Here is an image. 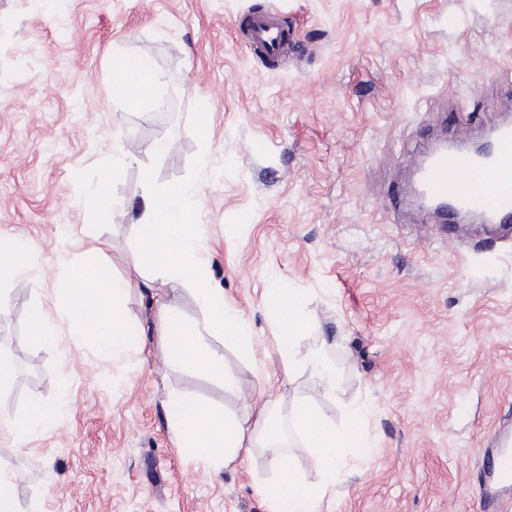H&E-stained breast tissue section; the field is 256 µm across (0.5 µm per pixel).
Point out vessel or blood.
Here are the masks:
<instances>
[{
  "instance_id": "1",
  "label": "vessel or blood",
  "mask_w": 512,
  "mask_h": 512,
  "mask_svg": "<svg viewBox=\"0 0 512 512\" xmlns=\"http://www.w3.org/2000/svg\"><path fill=\"white\" fill-rule=\"evenodd\" d=\"M247 46L266 57L277 58L290 49L287 32L277 17L251 14L240 23ZM492 155L479 157L461 147L449 146L428 164L415 170L416 197L448 201L445 224L462 221L477 209L489 217L490 223L503 227L512 225V122L499 124ZM494 446L484 456L482 481L489 488L512 487V434L493 435Z\"/></svg>"
}]
</instances>
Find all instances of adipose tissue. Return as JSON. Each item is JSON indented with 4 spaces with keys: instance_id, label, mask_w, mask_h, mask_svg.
<instances>
[{
    "instance_id": "ef3b65f1",
    "label": "adipose tissue",
    "mask_w": 512,
    "mask_h": 512,
    "mask_svg": "<svg viewBox=\"0 0 512 512\" xmlns=\"http://www.w3.org/2000/svg\"><path fill=\"white\" fill-rule=\"evenodd\" d=\"M112 83L113 99L136 106L151 97L161 82L149 53L120 60ZM135 228L142 247L141 261L124 279H115L110 267L93 262L76 266L57 295L64 305L66 320L76 335L119 358L128 350L129 323L120 308L127 288L140 283L156 289L160 305V334L163 356L196 372L221 378L225 389H234L232 377L224 371V355L212 347V339L245 351H253L254 341L235 307L224 299L222 289L210 282L204 255L207 251L203 228L197 222L198 208L189 188L181 184L158 185L147 182L136 206ZM162 264L166 276H148V269ZM193 285L204 309L202 324L184 322L178 307L168 296L186 285ZM266 303L279 321L281 332L276 348L283 373L293 376L303 369L315 372L327 393L336 390V374L320 353L301 354L297 343L316 327L313 314L297 298H285L278 285L266 291ZM170 407L180 412L176 437L194 448L206 465L230 464L250 454L256 446L274 447L270 466L276 475L262 491L273 512H322V505L335 490L352 448L368 447L362 428L363 409H353L345 426L321 416L315 407L302 404L292 412V427L300 438L317 472L316 482H307L298 472L295 452L283 447L282 426L269 405L258 407L253 417L216 413L200 401H186L172 395Z\"/></svg>"
}]
</instances>
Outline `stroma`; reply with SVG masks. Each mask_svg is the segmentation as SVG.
I'll return each mask as SVG.
<instances>
[{
    "mask_svg": "<svg viewBox=\"0 0 512 512\" xmlns=\"http://www.w3.org/2000/svg\"><path fill=\"white\" fill-rule=\"evenodd\" d=\"M276 13L302 48L268 65L237 21ZM150 51L159 100L111 95L113 61ZM512 118V0H0V239L30 247V271L0 278V337L17 375L0 394V468L20 512H269L271 449L207 468L179 447L168 393L247 415L269 398L344 423L363 407L333 512H485L477 450L512 420V232L444 236L397 187L439 139L470 143ZM167 153H146L152 141ZM141 146L123 177L113 159ZM154 183L197 191L212 281L256 341L224 347L239 390L162 360L159 306L131 288L135 334L108 358L56 304L90 257L125 277L140 259L133 211ZM104 188L106 208L82 199ZM317 327L335 395L311 371L286 379L271 283ZM59 336L25 339L31 307ZM52 427L17 442L30 397Z\"/></svg>",
    "mask_w": 512,
    "mask_h": 512,
    "instance_id": "35a3bbf8",
    "label": "stroma"
}]
</instances>
